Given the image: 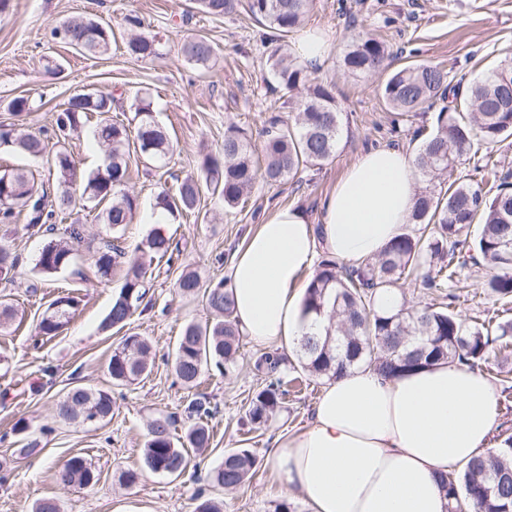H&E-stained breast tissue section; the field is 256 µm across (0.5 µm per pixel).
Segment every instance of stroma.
<instances>
[{
  "mask_svg": "<svg viewBox=\"0 0 512 512\" xmlns=\"http://www.w3.org/2000/svg\"><path fill=\"white\" fill-rule=\"evenodd\" d=\"M190 6V0H10L0 14V122L9 121L8 106L19 96L43 100L22 125L34 133L52 129L60 104L77 90L113 94L127 104L137 91L146 89L157 120L176 148L170 173L196 171L201 152L221 149L226 126L259 130L280 111L282 101L263 81L260 28L246 12L213 19ZM130 13L143 19L145 31L163 36L164 58L140 62L119 49L88 58L52 35L58 22L71 17L95 18L118 29ZM306 25L322 29L331 41L319 76L335 81L336 100L349 117L336 155L321 169H306L296 178L260 186L244 210L223 212L206 195L194 213L160 225V232L174 238L182 254L171 264L151 263L149 293L125 329L152 344L151 367L135 384L115 385L107 371L112 350L125 332L102 327L122 286L119 278L96 275L99 248L111 230L99 223L94 210H74L55 229L56 236L64 237L70 225L82 226L74 262L66 270L45 275L35 267L43 236L30 234L20 222L0 223V239L9 242L19 261L14 277L0 280V299L17 310L12 325L0 332V512H32L33 505L45 498L55 499L61 512H193V497L199 492L223 502L224 512H275L284 501V480L267 462L272 440L305 427L324 382L316 379L291 389L287 404L271 421L248 428L241 421L243 409L265 381L252 367L262 347L246 339L228 369H209L198 389L183 386L173 369L172 351L182 327L206 322L210 313L201 299L181 298L176 280L188 266L199 272L203 284L227 279L233 251L276 206H298L310 219H318L323 199L366 149L398 146L416 154L421 143L416 131L435 126L436 110L392 124V114L378 94L384 75L353 77L341 67L342 54L355 35L377 34L397 62L438 65L453 82L466 85L512 56V0H314ZM195 33L206 34L219 47L211 68L191 66L178 52L181 41ZM52 51L63 60L64 70L58 75L42 67V56ZM169 175L132 167L127 188L138 196L139 208L134 222L119 231L125 247H135L151 232L145 217ZM458 277L462 290L452 304L455 312L468 318L496 312L493 301L478 305L470 299L471 292L485 283L483 267L459 268ZM66 294L79 300L75 314L59 334L39 335L37 324L48 303ZM502 367L512 369V354L491 353L483 374L499 396L496 431L512 435V387L498 376ZM77 386L111 395L112 413L105 421L88 426L55 417L59 398ZM198 392L217 411L208 421L210 447L195 454V475L174 479L153 472L143 460L149 423L172 416L174 436H184L189 426L184 409ZM30 440L37 441L38 448L23 455L21 448ZM237 448L251 450L258 463L244 488L227 491L215 486L208 474L220 465L225 451ZM73 456L91 465L95 484L64 486L57 481L56 470ZM129 471L138 476L131 486L123 481Z\"/></svg>",
  "mask_w": 512,
  "mask_h": 512,
  "instance_id": "1",
  "label": "stroma"
}]
</instances>
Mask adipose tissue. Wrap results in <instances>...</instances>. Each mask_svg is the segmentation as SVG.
I'll use <instances>...</instances> for the list:
<instances>
[{
	"mask_svg": "<svg viewBox=\"0 0 512 512\" xmlns=\"http://www.w3.org/2000/svg\"><path fill=\"white\" fill-rule=\"evenodd\" d=\"M416 168L399 147L369 150L337 180L318 223L275 208L233 254L234 318L254 342L290 351L325 321L303 306L302 275L318 253L356 266L400 235L416 200ZM493 384L458 364L385 377L360 367L324 387L308 425L269 458L309 512H447L438 477L496 446Z\"/></svg>",
	"mask_w": 512,
	"mask_h": 512,
	"instance_id": "obj_1",
	"label": "adipose tissue"
}]
</instances>
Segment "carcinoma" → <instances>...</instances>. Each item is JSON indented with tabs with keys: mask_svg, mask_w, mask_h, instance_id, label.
<instances>
[{
	"mask_svg": "<svg viewBox=\"0 0 512 512\" xmlns=\"http://www.w3.org/2000/svg\"><path fill=\"white\" fill-rule=\"evenodd\" d=\"M262 28V44L267 52L268 87L287 97L293 114L273 117L264 132L263 162L254 158L251 136L237 125L224 130L221 156L207 154L197 174L178 181L175 192L163 188L156 194L155 208L171 217L194 211L201 193L208 191L231 212L245 203L261 184L295 178L303 168L322 167L336 154L344 129L335 84L312 76L306 66L289 52L286 39L300 28L313 7V0H194L198 12L214 19L230 18L240 4ZM128 32L123 38L125 53L136 60H155L165 55V43L143 32L142 20L133 14L124 17ZM54 35L77 53L87 57L107 54L114 32L91 18L71 19L54 28ZM179 53L198 68L207 69L217 56L213 41L204 34L184 40ZM391 66L386 44L370 33L354 37L343 57L346 73L353 77L382 72ZM387 109L399 115L424 112L442 101L435 130L423 139L415 156V166L430 182L452 172L469 153L475 133L490 142L512 136V58L502 61L467 90L448 82V72L437 65L409 61L394 70L379 88ZM42 100L18 97L9 106L11 115L23 118L38 110ZM117 107L112 96L72 95L55 119L57 149L51 154L56 189L48 194L33 173L24 168L0 166V223L22 219L29 230L54 224L79 203L99 210L97 218L116 232L132 223L139 207L137 196L127 190L130 180V144H135L138 160L157 168L168 167L174 145L166 129L155 119L151 95L138 93L130 104L128 122L112 121ZM97 118L93 136L105 151L104 165L95 172L79 174L77 163L66 146L71 136L91 118ZM0 145L15 148L29 157L46 153L48 143L33 134L17 132V123L0 122ZM481 171L490 173L492 185L472 178L456 179L444 192L434 187L417 193L410 223L418 232H403L374 258L357 267L341 266L336 260L321 259L309 277L303 296L307 310L322 315L330 310L325 335L300 339L298 361L302 372L328 380L340 377L360 365L386 376L418 369L438 362L458 363L470 368L489 363L490 352L512 347V318L490 317L468 322L443 302L406 306L394 312L376 308L382 290L420 283L438 291L455 281L457 269L469 262L485 266L490 275L486 296L497 302L512 301V182L496 170L488 159ZM481 220V229L472 247H466L470 228ZM82 238V230L69 226V240L50 239L35 264L51 275L70 266L71 242ZM178 246L171 238L150 232L134 252H129L115 236L104 243L96 260L102 278L122 276L119 295L113 301L104 327L123 328L147 295V268L137 253L163 258ZM17 258L0 242V279L13 276ZM182 296L202 295L206 308L216 319L204 325L186 324L176 346L173 367L181 382L193 388L208 367L234 363L241 334L233 318L234 302L224 281L201 285L197 275L182 271L176 282ZM75 296L55 299L42 314L38 334L54 336L66 326L76 311ZM151 345L138 335H129L112 351L108 372L112 381L131 384L148 372ZM286 357L269 349L258 355L253 368L268 384L251 397L243 421L260 428L280 410L289 394L288 385L298 378L285 373ZM62 420L79 419L95 424L112 412V398L104 390L71 389L56 405ZM185 411L195 422L185 439L192 448L210 444L209 428L203 420L212 414L205 398L191 399ZM174 420L158 417L151 421L144 448L146 465L154 472L180 477L191 464L188 450L177 446L172 433ZM256 459L247 449L231 450L213 471V482L231 491L242 487L253 474ZM63 485L90 486L96 475L83 458L74 456L57 471ZM440 487L450 500L449 512H512V436L486 456L473 459L458 473L440 478Z\"/></svg>",
	"mask_w": 512,
	"mask_h": 512,
	"instance_id": "obj_1",
	"label": "carcinoma"
}]
</instances>
